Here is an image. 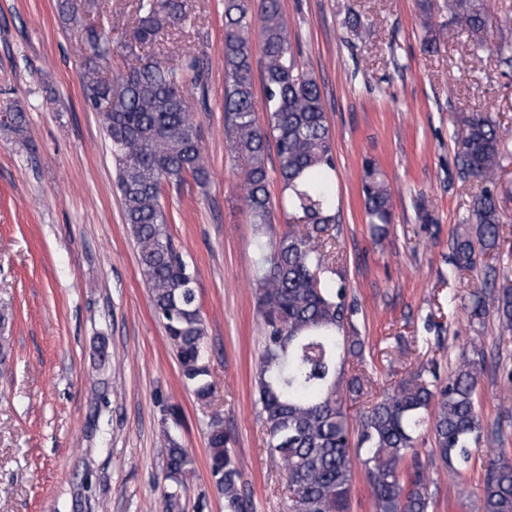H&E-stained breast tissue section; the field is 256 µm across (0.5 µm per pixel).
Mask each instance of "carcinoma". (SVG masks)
Here are the masks:
<instances>
[{
  "mask_svg": "<svg viewBox=\"0 0 512 512\" xmlns=\"http://www.w3.org/2000/svg\"><path fill=\"white\" fill-rule=\"evenodd\" d=\"M451 19L461 23L482 46L492 27L487 0H447ZM63 24L80 22L71 0H57ZM247 0H224V139L227 151L245 159L243 191L253 223L275 239L260 259L257 303L263 349L257 369L270 458L285 474L288 512H349L355 462L365 468L374 512H429V479L418 455L416 434L431 423L436 451L452 472L462 474L483 431L477 385L483 355L463 357L444 382L436 366L423 365L392 387L370 390L361 372L364 342L357 336L345 302V288L321 286L320 275L337 274L326 250L336 224L330 185L336 163L321 92L295 52L280 0H259L254 26ZM187 16V0H138L132 31L124 46L131 54L157 41L160 31ZM84 32L83 97L100 114L111 142L115 185L124 223L139 255L141 274L153 310L162 320L176 352L182 377L197 400L211 402L215 385L206 361L205 330L194 280L168 231L161 203L165 184L192 177L202 184L209 168L186 91L205 93L203 59L192 48L176 60L139 57L129 74L108 83L101 67L112 58V31L91 23ZM262 53V85L267 101L264 124L253 110V44ZM0 126L23 136L25 111L5 109ZM504 138L488 116L475 114L456 143L458 168L485 183L472 199L474 231L452 238L453 273L461 277L477 259L498 247L503 217L496 186ZM275 147L282 189L291 191L288 208L304 229L277 235L272 225L269 186L270 147ZM362 194L368 223L382 234L392 223V192L372 164L365 165ZM495 282L472 294L470 316L486 312L494 297L501 323L498 344L512 342V288L494 291ZM354 374L345 378V365ZM357 411L360 435L351 448L347 406ZM218 415L208 424L209 468L224 495L225 512H244L241 474ZM187 451L168 448L169 497L177 495L192 473ZM409 478H403V470ZM473 512H512V457L497 448L485 460V476L472 501Z\"/></svg>",
  "mask_w": 512,
  "mask_h": 512,
  "instance_id": "obj_1",
  "label": "carcinoma"
}]
</instances>
